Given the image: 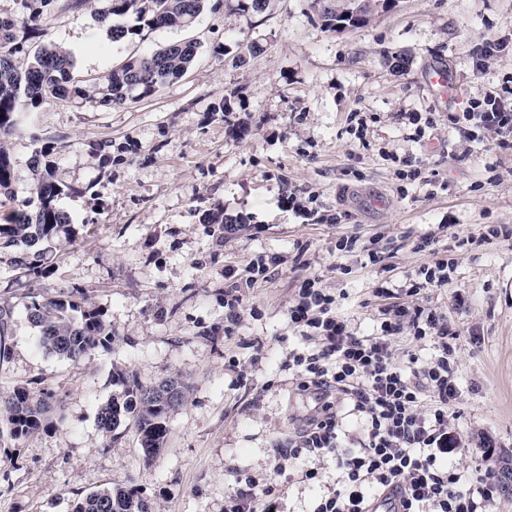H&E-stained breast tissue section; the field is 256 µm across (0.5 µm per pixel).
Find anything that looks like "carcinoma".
<instances>
[{
  "label": "carcinoma",
  "mask_w": 512,
  "mask_h": 512,
  "mask_svg": "<svg viewBox=\"0 0 512 512\" xmlns=\"http://www.w3.org/2000/svg\"><path fill=\"white\" fill-rule=\"evenodd\" d=\"M54 0H15V13H0V193H11L16 161L1 141L20 130L24 120L55 99L69 95L101 106L120 105L130 96L145 97L184 75L197 58L200 44L183 40L149 54L131 56L101 84L77 78L70 52L41 42L44 11ZM96 22L120 40L140 28L114 27L112 17L133 15L142 26L189 28L208 8L209 0H100ZM328 27L345 23L359 27L378 7L377 0H314ZM43 145L32 152L27 165L35 175L32 196L0 224V264L27 276L48 274L54 243L72 237L69 214L58 200L66 185L58 178L52 152ZM30 322L39 330L40 346L62 359L77 360L112 343V329L103 313L88 308L72 295L30 296L25 305ZM11 312L0 308V361L9 357L7 336ZM120 391L99 406V427L110 435L120 427L138 434L145 459L165 447L171 416L184 406L188 386L172 377L145 386L124 371L112 374ZM52 394L18 386L0 394V439L19 441L42 429L50 420ZM71 512H152L151 504L133 487L104 488L78 499Z\"/></svg>",
  "instance_id": "1"
}]
</instances>
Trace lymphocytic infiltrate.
Listing matches in <instances>:
<instances>
[{
	"label": "lymphocytic infiltrate",
	"mask_w": 512,
	"mask_h": 512,
	"mask_svg": "<svg viewBox=\"0 0 512 512\" xmlns=\"http://www.w3.org/2000/svg\"><path fill=\"white\" fill-rule=\"evenodd\" d=\"M463 118L479 133L492 134L497 147L512 149V101L497 91L485 94ZM433 256L409 296L449 284L448 248L440 236L422 241ZM282 256L250 263L244 273L224 271V333L232 335L247 304L246 291ZM288 325L304 342L289 352L288 368L302 390L323 395L318 415L294 440L274 442L273 469H292L317 480V461L334 458L336 487L317 498L310 512H371L388 490L398 492L393 512H478L470 490L450 459L455 447L448 418L457 396V335L431 308L414 303L382 306L374 334L360 336L337 312L319 278L305 279L286 309ZM409 331L417 343H432L436 353L422 359L402 351L395 338ZM359 422V444L345 446L344 420ZM224 497V512H275L282 494L273 479L237 475Z\"/></svg>",
	"instance_id": "obj_1"
}]
</instances>
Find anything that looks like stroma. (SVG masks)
Here are the masks:
<instances>
[{
    "label": "stroma",
    "mask_w": 512,
    "mask_h": 512,
    "mask_svg": "<svg viewBox=\"0 0 512 512\" xmlns=\"http://www.w3.org/2000/svg\"><path fill=\"white\" fill-rule=\"evenodd\" d=\"M42 25L90 83L175 41L196 40L200 51L150 96L108 107L57 99L8 140L17 165L0 218L29 197L27 160L48 143L59 179L75 189L60 199L75 233L46 276L0 265V307L11 312L0 393L30 385L54 405L48 428L0 441V512H70L117 486L138 488L154 512H224L236 473L271 474L272 442L315 410L286 366L300 344L286 308L303 278L320 277L354 331L370 335L376 286L406 301L431 260L424 234L447 222L467 244L448 251L451 285L420 300L460 333L449 419L459 466L469 473L512 449V238L486 236L491 225L512 228V151L489 135L472 139L460 120L488 90L512 87V50L474 69L487 40L512 41V0H389L344 30L325 27L313 0H272L260 14L222 2L190 28H145L122 42L90 7L48 10ZM253 41L261 53L236 66L239 45ZM437 69L447 90L429 84ZM225 99L227 114L216 109ZM290 196L339 223L311 222ZM217 208L260 233L225 238L223 225L203 221ZM350 233L377 238L380 263L338 251ZM260 254L301 265L248 290L255 314L225 335L224 269ZM62 292L101 309L110 348L74 361L40 348L25 306ZM117 369L147 386L170 376L190 386L152 460L134 429L115 440L96 424ZM318 471L313 483L293 470L277 476L283 512H308L335 488L334 459Z\"/></svg>",
    "instance_id": "stroma-1"
}]
</instances>
